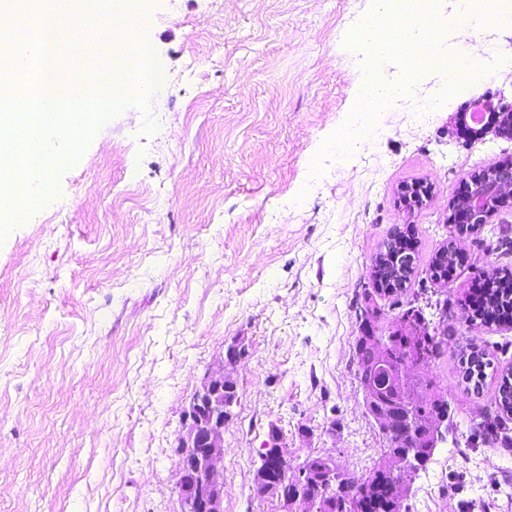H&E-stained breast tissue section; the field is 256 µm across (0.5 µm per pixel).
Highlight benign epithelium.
<instances>
[{
	"instance_id": "obj_1",
	"label": "benign epithelium",
	"mask_w": 512,
	"mask_h": 512,
	"mask_svg": "<svg viewBox=\"0 0 512 512\" xmlns=\"http://www.w3.org/2000/svg\"><path fill=\"white\" fill-rule=\"evenodd\" d=\"M498 124L512 130V101L500 99L497 105ZM432 193L425 183L401 187L406 204L422 205ZM512 209V158L496 163L486 172H479L462 182L455 199L448 206V224L464 225L477 230L501 210ZM235 380L224 366L208 373L184 413V425L177 439L179 479L176 484L180 512H224V421L238 396ZM407 434L405 449L391 457L395 501H404L411 474L422 459L419 449L437 448L448 442V415L440 414L426 433L414 430L411 414L403 417ZM280 428L268 431L265 451L260 454V481L254 483L259 498L280 502L283 512H310L311 500L300 490L301 474L294 473Z\"/></svg>"
}]
</instances>
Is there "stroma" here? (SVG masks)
Masks as SVG:
<instances>
[{
  "label": "stroma",
  "mask_w": 512,
  "mask_h": 512,
  "mask_svg": "<svg viewBox=\"0 0 512 512\" xmlns=\"http://www.w3.org/2000/svg\"><path fill=\"white\" fill-rule=\"evenodd\" d=\"M448 32L440 58L475 42L512 57V27L492 13L456 27L459 0H434ZM376 0H138L161 85L145 106L107 119L76 163L0 239V512H180L175 490L183 412L227 346L239 400L224 426V512H281L257 498L270 425L301 466L329 453L353 476L386 446L364 408L353 345L357 304L392 227L412 225L417 275L448 241L462 180L512 157V136H458L475 100L512 95V68L449 86L423 66L417 120L405 103L364 106L362 82L404 84L401 51L371 58L352 30ZM68 57L70 80L100 89L113 42ZM431 198L410 210L402 184ZM464 240L449 298L508 265ZM488 347L512 364V327L455 321L428 370L448 391L457 446L415 474L410 512H512V447L473 446L470 423L494 419L495 374L463 381L459 352Z\"/></svg>",
  "instance_id": "obj_1"
}]
</instances>
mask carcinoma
Here are the masks:
<instances>
[{
  "instance_id": "obj_1",
  "label": "carcinoma",
  "mask_w": 512,
  "mask_h": 512,
  "mask_svg": "<svg viewBox=\"0 0 512 512\" xmlns=\"http://www.w3.org/2000/svg\"><path fill=\"white\" fill-rule=\"evenodd\" d=\"M412 232L399 227L393 228L383 242L373 266V281L397 275L404 283L400 291L391 294L382 288L376 292L383 296H395L394 305L402 311L391 324L382 322L378 307L370 294H365L364 306L360 307V336L354 344V357L358 367V378L364 389L366 413L374 418L377 425L378 408L389 404L396 410H405L413 415L420 426L425 427L442 410L450 411L447 392L442 390L434 377H420L412 371L430 366L441 354L442 335L448 330V313L454 303L448 299L433 304L439 312L438 321L425 316L422 307L405 298L407 285L416 270L414 265L403 262V253L414 250ZM464 262V254L451 239L440 248L429 264L430 281L448 279V273ZM486 283L482 297L477 302L460 305L461 319L466 322L479 321L483 324L512 323V269L499 267L484 274ZM462 379L470 383L472 375L485 374V368L492 360L486 349L470 344L461 351ZM499 386L495 403L505 416H512V366L496 370ZM483 431L494 435V440L503 448L512 447V429L506 421L495 424L485 423ZM387 448L383 457L365 475L355 510L345 507L340 512H392L389 509L392 493L390 476L386 468L388 452L398 451L401 446V431L393 426L384 434ZM312 498V512H323L334 498L343 495L339 488L316 485L307 489Z\"/></svg>"
}]
</instances>
